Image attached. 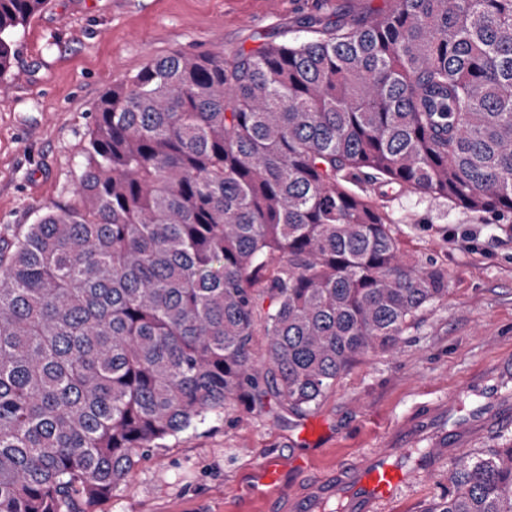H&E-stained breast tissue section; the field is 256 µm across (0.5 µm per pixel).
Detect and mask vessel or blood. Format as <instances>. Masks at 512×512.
<instances>
[{
    "mask_svg": "<svg viewBox=\"0 0 512 512\" xmlns=\"http://www.w3.org/2000/svg\"><path fill=\"white\" fill-rule=\"evenodd\" d=\"M394 454L391 448L363 454L351 466L349 479L330 475L312 481L307 492L289 489L283 495L287 512H322L334 497L345 499L346 512H386L423 475L438 472L447 461L446 450L437 448L418 467L405 470L390 464Z\"/></svg>",
    "mask_w": 512,
    "mask_h": 512,
    "instance_id": "b4317fda",
    "label": "vessel or blood"
}]
</instances>
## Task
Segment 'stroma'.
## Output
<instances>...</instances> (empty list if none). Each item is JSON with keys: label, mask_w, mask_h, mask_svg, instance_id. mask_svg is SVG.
I'll return each instance as SVG.
<instances>
[{"label": "stroma", "mask_w": 512, "mask_h": 512, "mask_svg": "<svg viewBox=\"0 0 512 512\" xmlns=\"http://www.w3.org/2000/svg\"><path fill=\"white\" fill-rule=\"evenodd\" d=\"M386 0H46L14 34L0 94V235L41 207L69 204L100 95L150 59L248 51L294 37L305 17L358 14ZM405 255L448 273V293L392 351L359 357L320 405L297 417L245 402L151 449L93 512H280L283 487L379 448L448 454L512 436V223L444 199L394 197ZM307 460L305 471L290 464ZM281 481L260 486L266 466Z\"/></svg>", "instance_id": "35a3bbf8"}]
</instances>
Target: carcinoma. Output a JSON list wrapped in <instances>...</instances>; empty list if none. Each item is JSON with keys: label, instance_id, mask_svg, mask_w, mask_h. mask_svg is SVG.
I'll return each instance as SVG.
<instances>
[{"label": "carcinoma", "instance_id": "1", "mask_svg": "<svg viewBox=\"0 0 512 512\" xmlns=\"http://www.w3.org/2000/svg\"><path fill=\"white\" fill-rule=\"evenodd\" d=\"M44 2L0 0V83ZM83 154L75 203L0 236V512H88L207 414L302 416L393 349L448 275L401 252L390 199L512 220V0L153 59ZM424 512H512V438L456 455Z\"/></svg>", "mask_w": 512, "mask_h": 512}]
</instances>
